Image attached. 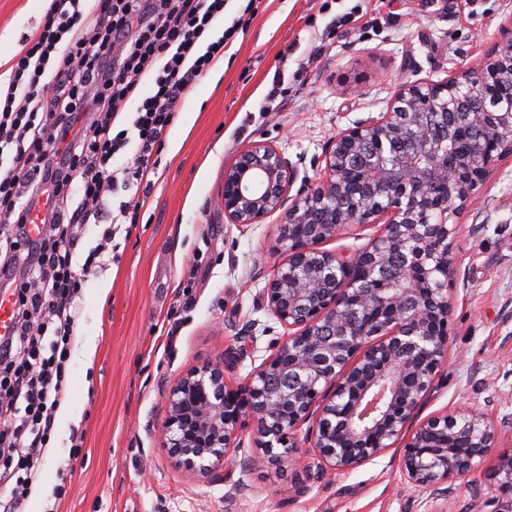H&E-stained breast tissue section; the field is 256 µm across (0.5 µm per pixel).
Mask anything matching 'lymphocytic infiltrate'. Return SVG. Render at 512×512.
<instances>
[{
	"label": "lymphocytic infiltrate",
	"instance_id": "lymphocytic-infiltrate-1",
	"mask_svg": "<svg viewBox=\"0 0 512 512\" xmlns=\"http://www.w3.org/2000/svg\"><path fill=\"white\" fill-rule=\"evenodd\" d=\"M260 2L246 0L229 18L228 0H49L12 57L0 97V153L11 154L0 169V291L13 305L0 335V476L13 487L0 512H17L32 491L65 395L85 270L113 239L105 228L76 263L86 224L116 185L137 188L157 173L179 102L246 32ZM130 145L131 163L114 167ZM34 213L45 226L36 239L26 229Z\"/></svg>",
	"mask_w": 512,
	"mask_h": 512
}]
</instances>
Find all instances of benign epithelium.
Listing matches in <instances>:
<instances>
[{"label": "benign epithelium", "mask_w": 512, "mask_h": 512, "mask_svg": "<svg viewBox=\"0 0 512 512\" xmlns=\"http://www.w3.org/2000/svg\"><path fill=\"white\" fill-rule=\"evenodd\" d=\"M512 153V27L478 71L398 86L387 111L338 132L322 176L292 187L297 172L258 141L224 169L219 208L229 224L277 213L266 305L288 335L237 388L224 361L193 365L167 388L161 447L172 465L210 482L237 469L301 459L298 431L314 420L320 468L351 471L400 444L401 467L428 490L465 476L495 447L480 413L430 416L415 429L446 362L456 201ZM381 225L361 250L323 245L350 228ZM248 431L254 454L239 457ZM495 512H512V456Z\"/></svg>", "instance_id": "benign-epithelium-1"}]
</instances>
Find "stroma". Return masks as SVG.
<instances>
[{
  "label": "stroma",
  "instance_id": "1",
  "mask_svg": "<svg viewBox=\"0 0 512 512\" xmlns=\"http://www.w3.org/2000/svg\"><path fill=\"white\" fill-rule=\"evenodd\" d=\"M44 0H0V54L34 33ZM352 21L337 26L338 16ZM512 22V0H263L224 54L225 68L185 96L165 136L163 161L137 224L119 230L87 275L67 375L68 414L23 512H44L56 485L59 512H495L512 455V156L492 166L457 219L447 365L421 414L474 408L498 429L490 455L449 489L422 493L393 448L357 469L320 471L312 453L303 490L282 494L297 471L252 469L234 482L185 476L169 463L157 428L164 393L190 366L216 361L255 324L253 342L224 376L237 387L287 336L263 291L279 255L276 217L228 224L216 201L224 169L246 146L278 147L299 177L319 174L328 141L386 111L397 86L479 68ZM277 99H269L270 90ZM84 455L70 460L73 434Z\"/></svg>",
  "mask_w": 512,
  "mask_h": 512
}]
</instances>
